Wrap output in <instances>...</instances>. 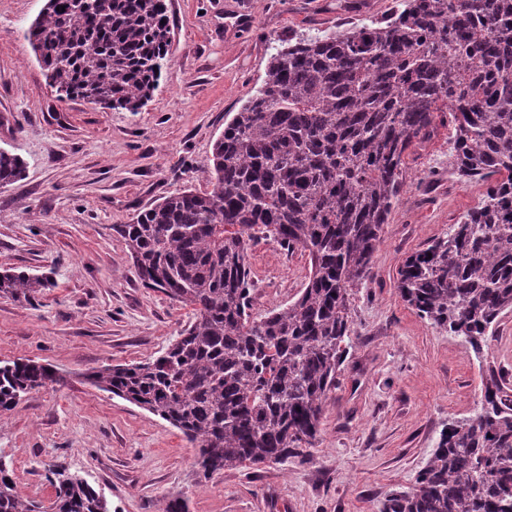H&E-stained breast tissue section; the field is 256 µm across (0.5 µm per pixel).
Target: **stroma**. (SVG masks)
<instances>
[{"label": "stroma", "instance_id": "35a3bbf8", "mask_svg": "<svg viewBox=\"0 0 512 512\" xmlns=\"http://www.w3.org/2000/svg\"><path fill=\"white\" fill-rule=\"evenodd\" d=\"M45 2L0 0V149L25 163L0 187V272L54 281L31 305L0 297V363L32 359L66 378L0 419V460L22 495L52 500L45 468L56 462L103 492L112 512H161L176 496L189 512H379L482 397L469 345L420 318L398 289L403 261L487 188L458 178L447 122L405 158L372 277L350 298L336 388L302 454L199 480L195 445L84 375L158 355L192 318L142 286L114 225L176 191L208 190L213 145L261 83L273 42L382 18L396 0H165L169 61L136 112L58 96L24 37ZM248 263L256 317L297 298L309 278L307 255L270 240L249 250Z\"/></svg>", "mask_w": 512, "mask_h": 512}]
</instances>
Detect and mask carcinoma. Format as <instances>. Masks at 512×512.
Listing matches in <instances>:
<instances>
[{
  "mask_svg": "<svg viewBox=\"0 0 512 512\" xmlns=\"http://www.w3.org/2000/svg\"><path fill=\"white\" fill-rule=\"evenodd\" d=\"M65 10H60V7ZM164 0H46L26 39L57 93L138 111L171 45ZM265 77L224 122L210 189H184L114 224L142 285L193 318L160 355L87 381L178 429L205 480L313 445L351 335L349 295L371 277L408 149L448 113L454 165L488 183L448 235L407 257L398 288L419 317L485 357L512 311V0H399L388 16L275 42ZM23 160L0 150V186ZM307 253L297 299L257 319L248 249ZM46 277L0 273L31 303ZM64 377L0 366V417ZM482 400L449 425L408 490L380 512H512V380L488 364ZM53 512H112L81 475L49 470ZM0 512H44L0 461Z\"/></svg>",
  "mask_w": 512,
  "mask_h": 512,
  "instance_id": "cac0c4a2",
  "label": "carcinoma"
}]
</instances>
